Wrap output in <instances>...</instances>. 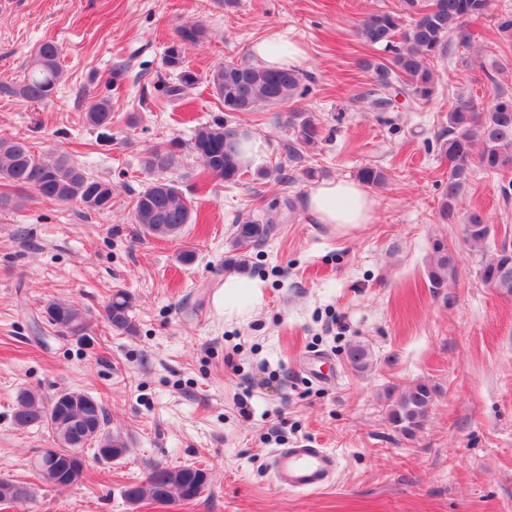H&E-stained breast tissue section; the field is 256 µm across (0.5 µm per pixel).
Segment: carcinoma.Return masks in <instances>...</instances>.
Here are the masks:
<instances>
[{"instance_id":"carcinoma-1","label":"carcinoma","mask_w":512,"mask_h":512,"mask_svg":"<svg viewBox=\"0 0 512 512\" xmlns=\"http://www.w3.org/2000/svg\"><path fill=\"white\" fill-rule=\"evenodd\" d=\"M404 9L418 14L410 27L402 28L399 10L383 11L365 18L358 27L359 38L378 46L386 57L372 65L378 91L385 94L398 83L414 99L428 100L435 91L436 72L433 60L442 56L451 38L467 44L468 22L485 14L489 0H432L420 7L418 0H403ZM204 31L197 25L184 26L178 40L164 55V64L177 73L178 83L167 87L166 94L180 99L198 81L185 66V46L196 45ZM61 51L53 41L42 43L26 67L17 94L31 102L51 100L62 80ZM208 84L224 105V111L248 114L261 107L274 106L293 97L300 76L294 70L258 67L246 60H226L208 77ZM86 121L100 131V138H110L112 102L109 97L90 98ZM448 138L441 153L450 164L448 185L442 193L438 213L441 220L465 223L468 239L482 245L493 236V225L476 212L460 215L458 199L472 176L474 167L506 176L512 174V98L498 100L490 109L479 111L473 101L459 98L447 116ZM293 131L292 149L313 147L322 137L318 119L310 112H293L289 117ZM245 133L227 120L217 119L199 128L192 150L204 169L226 183H235L243 175L238 146ZM182 144L176 140L151 147L144 159L149 172L175 169L181 165ZM357 177L366 185L380 186L387 180L379 167L365 166ZM0 180L17 190L33 188L47 199L59 203L77 201L86 209L104 212L112 208V182L94 178L72 164L65 155L54 160L38 156L24 138H0ZM191 213L182 193L171 182L154 180L134 200L132 221L144 233L168 238L178 235L190 223ZM275 226L273 221L247 219L236 225L234 238L238 245H263ZM456 255L441 242L433 245L430 282L439 289L448 282V272L455 268ZM481 281L503 295L512 296V239L509 236L483 254L478 269ZM47 323L60 334L76 336L86 330L87 314L72 303L51 300L44 307ZM109 329L116 334L132 335L136 324L132 316V297L118 289L105 307ZM351 366L365 369L369 353L359 344L347 349ZM439 388L420 381L408 387L389 405L388 420L395 430L412 439L423 429L429 409ZM14 424L19 428L38 425L51 434L56 448V461L39 459L38 467L45 479L59 486L79 482L84 466H75L69 455L75 448L92 445L96 457L111 461L123 457L126 440L106 430L107 411L96 398L78 391H63L46 403L28 390L16 396ZM207 484L206 472L192 465L173 468L156 466L148 477L125 487L124 496L131 504L150 499L169 502L190 501L202 494ZM27 489L11 479H0V502H15L27 497Z\"/></svg>"}]
</instances>
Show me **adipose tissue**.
<instances>
[{
    "mask_svg": "<svg viewBox=\"0 0 512 512\" xmlns=\"http://www.w3.org/2000/svg\"><path fill=\"white\" fill-rule=\"evenodd\" d=\"M255 65L270 69H297L307 62L303 48L278 29H270L250 47ZM377 202L359 182L336 179L322 182L307 197L310 217L318 224H343L355 227L372 223ZM264 284L261 280L225 277L217 301L228 321L246 319L262 302Z\"/></svg>",
    "mask_w": 512,
    "mask_h": 512,
    "instance_id": "1",
    "label": "adipose tissue"
}]
</instances>
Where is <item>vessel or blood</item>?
Wrapping results in <instances>:
<instances>
[{
	"instance_id": "obj_1",
	"label": "vessel or blood",
	"mask_w": 512,
	"mask_h": 512,
	"mask_svg": "<svg viewBox=\"0 0 512 512\" xmlns=\"http://www.w3.org/2000/svg\"><path fill=\"white\" fill-rule=\"evenodd\" d=\"M269 466L279 485L293 490L318 491L333 483L338 461L327 449L299 444L276 449Z\"/></svg>"
}]
</instances>
